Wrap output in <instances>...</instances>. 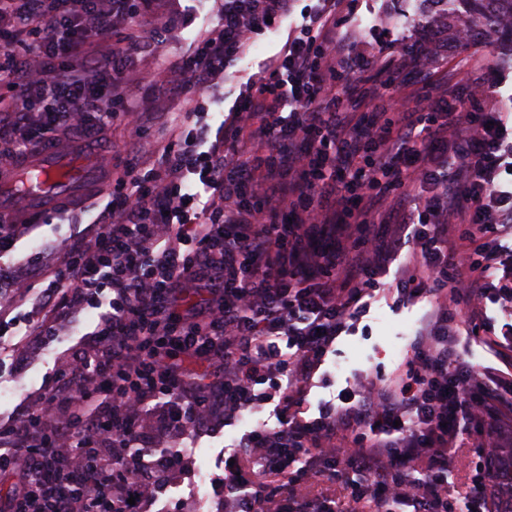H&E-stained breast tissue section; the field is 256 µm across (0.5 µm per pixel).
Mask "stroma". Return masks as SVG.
Wrapping results in <instances>:
<instances>
[{
	"label": "stroma",
	"mask_w": 512,
	"mask_h": 512,
	"mask_svg": "<svg viewBox=\"0 0 512 512\" xmlns=\"http://www.w3.org/2000/svg\"><path fill=\"white\" fill-rule=\"evenodd\" d=\"M415 7L404 12L403 0H358L356 9L348 19L349 28L358 40L369 49H378L383 32H390L394 39L406 48L418 49L420 53H437L442 72L449 82L459 81L454 66L458 55L448 45L446 26L434 23L437 10L429 0H413ZM179 9L183 18L175 27L165 31L167 41L164 54L154 57L147 54L134 55L132 65L142 78L136 87L138 96H147L152 86L159 84L167 68L181 60L191 50L197 35L207 30L216 20L220 0H180ZM280 34L268 32L257 36L255 42L238 64L236 73L226 74L224 83L210 105L213 124H220L224 112L236 103L239 87L247 78L257 73L268 57L273 55L280 43ZM166 136L164 119L149 123L143 138L131 142L124 126L112 127V162L124 164L133 154L164 172L165 165L152 147ZM96 216L91 207L73 205L66 215L52 216L35 222L32 233L20 240L5 262L18 272H26L37 252H50L71 238L94 231ZM426 305L419 304L400 311H391L387 306L375 305L370 314L368 335L358 334L340 337L336 347L340 352L338 364H326V375L309 395L310 404L329 398L344 385V378L354 371L391 372L402 360L409 339L418 321L426 312ZM98 323L97 311L90 310L81 317V322L72 335L62 336L47 345L35 348L22 370H15L10 352H0V424L11 422L18 406L37 398L45 383L51 381L59 362L73 351L87 347L89 335ZM239 433L238 428L229 427L216 434L203 436L197 452L191 460L192 469L203 470L212 487H219L224 476V444Z\"/></svg>",
	"instance_id": "1"
}]
</instances>
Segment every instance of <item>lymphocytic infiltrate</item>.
<instances>
[{"label": "lymphocytic infiltrate", "instance_id": "lymphocytic-infiltrate-1", "mask_svg": "<svg viewBox=\"0 0 512 512\" xmlns=\"http://www.w3.org/2000/svg\"><path fill=\"white\" fill-rule=\"evenodd\" d=\"M355 0H223L220 20L169 71L158 98L212 88L254 36L300 14L241 103L209 139L203 120H173L165 174L129 162L113 177L109 222L35 262L36 280L0 266V331L31 305L16 344L98 323L34 403L0 426L7 512H141L172 449L145 466L137 449L212 433L274 404L225 449L224 512H512L503 438L512 431V352L489 374L463 366L451 338L471 329L491 348L512 328L481 319L512 305V98L502 68L458 61L456 89L424 86L394 103L404 56L369 54L344 21ZM125 0H0V164L27 139L18 114L56 138L98 145L112 122L144 129L131 53L162 54L132 28ZM390 77L375 84L373 65ZM379 101L348 111L346 97ZM243 141L264 143L242 158ZM389 221L380 238L374 215ZM401 274L384 278L392 264ZM428 310L391 374L361 373L310 416L308 393L337 339L374 302ZM470 442V488L449 480Z\"/></svg>", "mask_w": 512, "mask_h": 512}]
</instances>
